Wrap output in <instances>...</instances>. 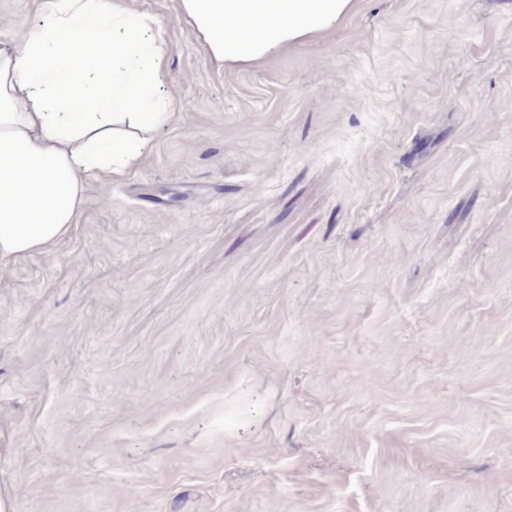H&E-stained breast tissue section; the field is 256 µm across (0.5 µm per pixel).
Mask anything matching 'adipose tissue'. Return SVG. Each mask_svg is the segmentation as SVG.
I'll use <instances>...</instances> for the list:
<instances>
[{"label": "adipose tissue", "mask_w": 512, "mask_h": 512, "mask_svg": "<svg viewBox=\"0 0 512 512\" xmlns=\"http://www.w3.org/2000/svg\"><path fill=\"white\" fill-rule=\"evenodd\" d=\"M356 0H178L214 61H263L321 36ZM21 41L0 43V266L49 250L89 184L124 179L172 126L161 26L125 0H41Z\"/></svg>", "instance_id": "ef3b65f1"}]
</instances>
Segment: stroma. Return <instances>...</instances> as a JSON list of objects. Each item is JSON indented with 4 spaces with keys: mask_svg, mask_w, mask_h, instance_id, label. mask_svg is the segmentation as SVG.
Wrapping results in <instances>:
<instances>
[{
    "mask_svg": "<svg viewBox=\"0 0 512 512\" xmlns=\"http://www.w3.org/2000/svg\"><path fill=\"white\" fill-rule=\"evenodd\" d=\"M129 3L180 119L0 267V505L512 512V0L231 67ZM39 19L0 0V43Z\"/></svg>",
    "mask_w": 512,
    "mask_h": 512,
    "instance_id": "stroma-1",
    "label": "stroma"
}]
</instances>
